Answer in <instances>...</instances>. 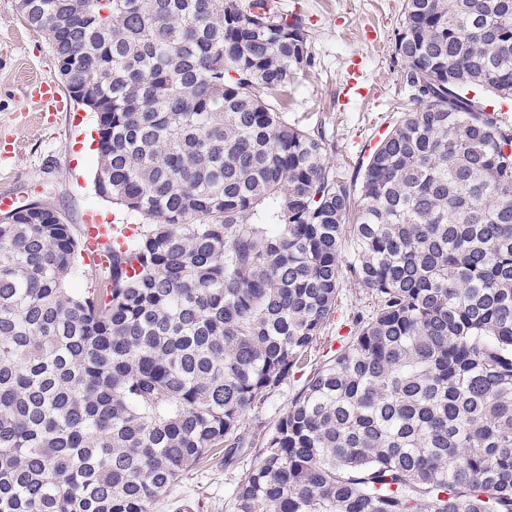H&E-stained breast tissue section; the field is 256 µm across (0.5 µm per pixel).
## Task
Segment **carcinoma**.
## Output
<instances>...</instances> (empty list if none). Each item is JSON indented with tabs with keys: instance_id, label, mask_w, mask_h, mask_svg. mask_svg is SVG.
<instances>
[{
	"instance_id": "1",
	"label": "carcinoma",
	"mask_w": 512,
	"mask_h": 512,
	"mask_svg": "<svg viewBox=\"0 0 512 512\" xmlns=\"http://www.w3.org/2000/svg\"><path fill=\"white\" fill-rule=\"evenodd\" d=\"M24 7L109 102L95 190L139 224L103 271L52 206L0 220V512H152L217 450L257 460L229 512H512V121L483 97L512 103V0H405L409 107L350 179L285 112L304 15ZM346 281L365 306L318 362ZM305 384V375L296 373L274 392L265 405L252 409L245 416L242 430L248 438L273 430L278 419L288 410L293 398Z\"/></svg>"
}]
</instances>
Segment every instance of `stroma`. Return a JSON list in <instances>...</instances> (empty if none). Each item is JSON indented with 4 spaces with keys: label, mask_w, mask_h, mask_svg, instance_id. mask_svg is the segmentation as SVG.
<instances>
[{
    "label": "stroma",
    "mask_w": 512,
    "mask_h": 512,
    "mask_svg": "<svg viewBox=\"0 0 512 512\" xmlns=\"http://www.w3.org/2000/svg\"><path fill=\"white\" fill-rule=\"evenodd\" d=\"M278 5L307 16L316 58L296 87L289 116L306 126L325 122L338 145L331 163L352 173L408 103L393 58L404 0H278ZM45 73L58 75L46 37L25 22L17 0H0V144L9 141L15 148L11 173L0 175V193L15 195L23 206L50 203L66 223L80 227L90 215L108 225L131 223V216L95 192L98 152L87 139L97 128L96 113L69 105L57 114L50 133L40 134L39 108L23 99L22 87ZM304 383V375L291 376L265 405L249 411L245 436L273 430ZM254 464L249 455L229 465L220 454L207 458L179 478L155 512H178L185 505L227 512L234 486Z\"/></svg>",
    "instance_id": "obj_1"
}]
</instances>
